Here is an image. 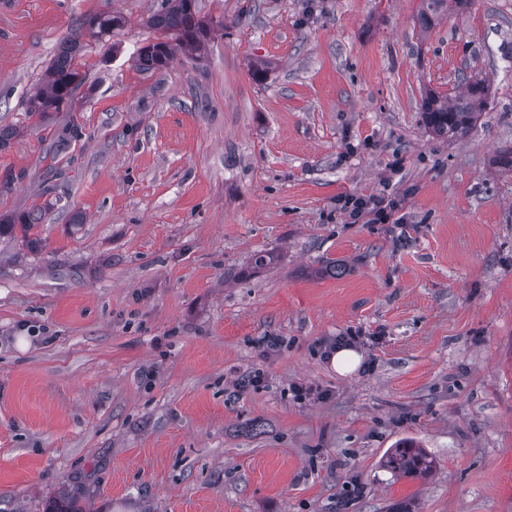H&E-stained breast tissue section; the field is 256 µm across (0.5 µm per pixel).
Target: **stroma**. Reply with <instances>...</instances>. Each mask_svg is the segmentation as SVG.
Listing matches in <instances>:
<instances>
[{
  "mask_svg": "<svg viewBox=\"0 0 512 512\" xmlns=\"http://www.w3.org/2000/svg\"><path fill=\"white\" fill-rule=\"evenodd\" d=\"M160 4L0 11V217L46 209L0 237V512H512V0L428 29L420 0H197L201 50L145 70ZM101 10L124 26L35 126L30 90ZM463 73L484 110L433 137L422 100ZM378 192L397 223L337 204ZM406 437L428 478L383 468ZM358 339V336H353L351 333L336 336V339L334 338L333 341L328 344V350H326L325 353H330L341 346H351L356 343ZM330 363L336 372L346 375L355 371L360 366L361 356L353 349L341 348L336 350L331 356Z\"/></svg>",
  "mask_w": 512,
  "mask_h": 512,
  "instance_id": "35a3bbf8",
  "label": "stroma"
}]
</instances>
